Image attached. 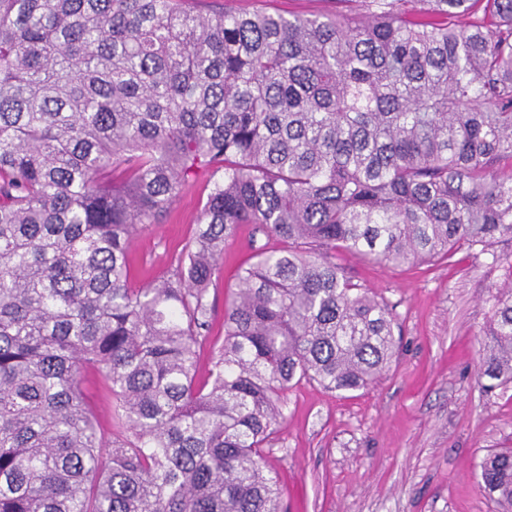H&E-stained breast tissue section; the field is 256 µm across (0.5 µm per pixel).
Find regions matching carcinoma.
Listing matches in <instances>:
<instances>
[{
    "mask_svg": "<svg viewBox=\"0 0 512 512\" xmlns=\"http://www.w3.org/2000/svg\"><path fill=\"white\" fill-rule=\"evenodd\" d=\"M183 2L0 0V512H280L282 394L364 389L397 352L393 308L332 252L496 263L512 239V0ZM219 172L176 266L134 287V236ZM240 224L284 247L239 271L200 381ZM492 298L487 391L512 384V266ZM480 469L512 512V448ZM334 0H190L185 6L195 13L208 16L224 7L235 12H251L257 8H269L285 16L288 15H316L327 11L347 10L354 8L358 3L336 4ZM82 391L94 411L98 426L105 438H110V425L114 397L104 384L100 374L93 368L85 370L82 380Z\"/></svg>",
    "mask_w": 512,
    "mask_h": 512,
    "instance_id": "obj_1",
    "label": "carcinoma"
}]
</instances>
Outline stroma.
<instances>
[{
    "mask_svg": "<svg viewBox=\"0 0 512 512\" xmlns=\"http://www.w3.org/2000/svg\"><path fill=\"white\" fill-rule=\"evenodd\" d=\"M189 7L202 16L224 8L266 7L286 16L337 9L335 0H190ZM211 188L206 178L189 182L169 213L135 237V285L175 266ZM281 247L252 224L226 240L210 289L212 328L198 351L199 377L207 376L212 349L224 339L239 269L257 252ZM497 252L496 264L463 247L448 259L403 265L335 253L354 283L392 306L401 345L369 389L338 394L304 381L284 394V417L266 448L284 512H499L481 489L479 464L512 447V388L485 392L474 374L487 347L491 289L512 263V243ZM82 391L101 433L109 434L114 397L97 370H85Z\"/></svg>",
    "mask_w": 512,
    "mask_h": 512,
    "instance_id": "obj_1",
    "label": "stroma"
}]
</instances>
